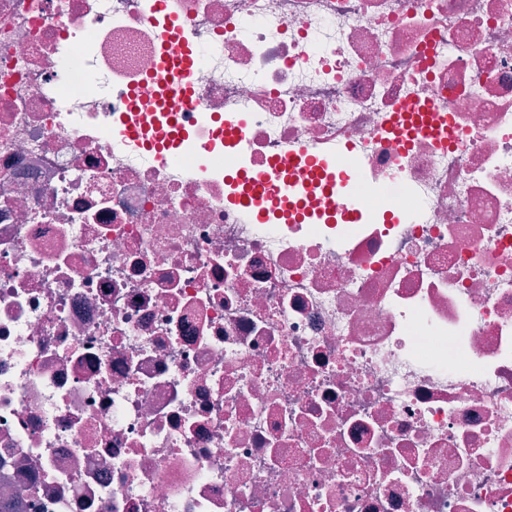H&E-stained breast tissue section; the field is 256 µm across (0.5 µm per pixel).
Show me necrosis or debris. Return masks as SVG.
<instances>
[{
	"label": "necrosis or debris",
	"instance_id": "4bbe7bcc",
	"mask_svg": "<svg viewBox=\"0 0 512 512\" xmlns=\"http://www.w3.org/2000/svg\"><path fill=\"white\" fill-rule=\"evenodd\" d=\"M0 500L512 512V0H0Z\"/></svg>",
	"mask_w": 512,
	"mask_h": 512
}]
</instances>
